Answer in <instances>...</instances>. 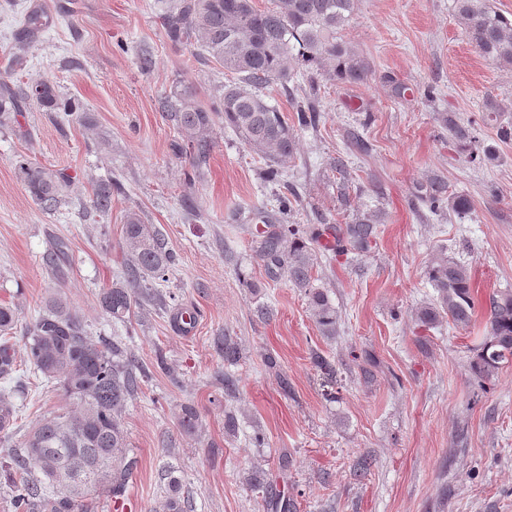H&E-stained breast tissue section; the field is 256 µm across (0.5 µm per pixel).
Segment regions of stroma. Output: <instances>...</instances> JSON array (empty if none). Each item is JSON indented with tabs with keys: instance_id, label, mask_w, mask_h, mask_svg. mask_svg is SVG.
Here are the masks:
<instances>
[{
	"instance_id": "stroma-1",
	"label": "stroma",
	"mask_w": 512,
	"mask_h": 512,
	"mask_svg": "<svg viewBox=\"0 0 512 512\" xmlns=\"http://www.w3.org/2000/svg\"><path fill=\"white\" fill-rule=\"evenodd\" d=\"M170 0H0V81L54 86L64 111L36 100L0 114V304L16 313L14 348L50 298L59 296L95 341L112 336L99 295L125 279L129 214L166 238L176 256L167 309L134 307L129 346L149 378L122 415L126 455L139 464L125 497L136 512H162L169 476L189 491L194 512H272L267 491L288 493L292 512H512V364L478 384L469 363L486 336L490 297L512 289V141L484 123L485 103L512 123V65L483 57L459 23L454 0H355L342 43L374 72L362 84L312 73L317 128L297 132L298 150L267 180L264 161L231 128L216 122L206 162L179 153L189 135L160 108L175 88L219 103L224 70L204 63L192 45L172 44L161 17ZM37 10L48 28L26 34ZM149 54L150 70L138 57ZM405 86L396 95L384 84ZM435 87V99L424 95ZM474 125L456 140L445 121ZM28 156L70 180L54 211L34 201L18 176ZM346 160L344 172L331 157ZM437 178L467 196L465 215L432 214L413 196ZM112 184V210L92 208L97 186ZM297 199L287 221L305 228L346 224L378 211L369 252L318 257L312 281L341 315L336 336L320 334L304 289L267 279L253 252L252 213L274 208L285 186ZM349 198L341 200L339 188ZM68 257L58 272L43 263L58 241ZM471 269L475 315L469 326H424L416 308L432 301L426 269L440 250ZM274 315L261 320L256 306ZM195 314L189 332L180 314ZM241 347L237 392L217 375L224 360L215 337ZM320 349L336 368L328 397L311 361ZM168 368L160 370L157 357ZM275 357L268 368L266 357ZM289 392H282L280 376ZM27 397L14 441L63 402L54 383L25 369ZM201 421L182 434L183 406ZM233 412L236 435L224 429ZM264 447L249 446L254 430Z\"/></svg>"
}]
</instances>
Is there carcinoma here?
Listing matches in <instances>:
<instances>
[{"label": "carcinoma", "mask_w": 512, "mask_h": 512, "mask_svg": "<svg viewBox=\"0 0 512 512\" xmlns=\"http://www.w3.org/2000/svg\"><path fill=\"white\" fill-rule=\"evenodd\" d=\"M354 0H278L274 8L261 10L254 0H176L163 17L170 41L195 44L232 75L224 84L221 111L245 145L261 157L279 162L296 151L295 126L288 124L279 107L263 90L274 81H286L297 69L328 65L334 81L363 83L371 73L365 60L350 54L337 41V33L351 19ZM455 11L472 44L485 57L512 64V16L491 10L487 0H455ZM39 91H17L0 82V112H19L26 99L36 98L44 107L57 105L55 89L38 83ZM174 124L191 135L189 155L197 163L209 156L215 111L186 87L163 103ZM300 127H314L319 111L310 102L296 106ZM20 179L33 199L46 211L63 202L67 180L33 164L16 160ZM434 214L459 213L469 208L466 199L448 196V186L432 181L420 196ZM277 209L256 210L258 228L255 256L266 277L286 280L308 292L313 315L323 336H334L340 315L327 293L313 287L311 271L318 253L340 255L366 252L378 235L379 215L364 213L350 224H325L306 235L294 224L284 223L291 208L288 194L277 197ZM96 212L112 209V184L100 185L94 195ZM124 246L131 258L127 280L100 294V306L115 323L125 322L138 297V282L162 279L174 263L173 252L152 225L132 213L124 226ZM436 298L416 312V319L433 325L450 318L467 326L475 313L470 268L465 262L440 253L427 269ZM15 312L0 306V378L13 380L16 372L14 343L10 332ZM488 335L470 364L481 380L495 377L512 362V291L497 292L490 299ZM224 358V391L236 392L237 379L229 367L239 361L238 344L230 336L218 345ZM26 362L47 380L56 382L65 400L62 411L38 420L18 448L4 444L13 436L20 412L12 396H0V483L11 493L12 512H88V497L108 489L118 498L135 460L123 456L128 447L121 416L129 400L140 390L146 368L122 342H95L81 320L61 299L49 301L39 314L25 344ZM313 365L327 382L336 369L317 350ZM181 432L194 436L200 419L192 406L182 408ZM164 512H192L190 496L180 478L172 476L163 503Z\"/></svg>", "instance_id": "obj_1"}]
</instances>
